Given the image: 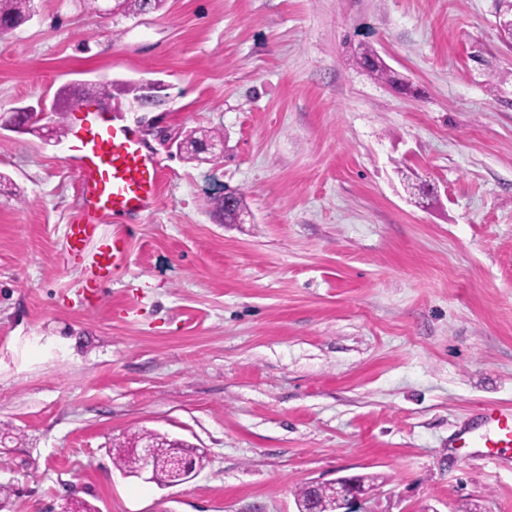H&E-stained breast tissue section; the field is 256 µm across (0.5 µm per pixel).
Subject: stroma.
<instances>
[{"label": "stroma", "instance_id": "stroma-1", "mask_svg": "<svg viewBox=\"0 0 512 512\" xmlns=\"http://www.w3.org/2000/svg\"><path fill=\"white\" fill-rule=\"evenodd\" d=\"M497 0H166L102 19L35 0L0 36V115L112 85L162 166L109 217L128 254L83 301L65 227L78 176L48 130L0 129V512H297L373 477L367 512H512V462L456 448L512 408V43ZM370 46L412 85L365 71ZM155 86L157 100L141 101ZM213 128L211 163L176 150ZM245 196L222 224L216 196ZM188 443L191 479L115 448Z\"/></svg>", "mask_w": 512, "mask_h": 512}]
</instances>
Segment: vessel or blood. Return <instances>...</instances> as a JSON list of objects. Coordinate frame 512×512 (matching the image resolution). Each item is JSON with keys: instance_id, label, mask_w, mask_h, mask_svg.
Masks as SVG:
<instances>
[{"instance_id": "obj_1", "label": "vessel or blood", "mask_w": 512, "mask_h": 512, "mask_svg": "<svg viewBox=\"0 0 512 512\" xmlns=\"http://www.w3.org/2000/svg\"><path fill=\"white\" fill-rule=\"evenodd\" d=\"M67 135L66 163L78 175L77 212L66 226L67 252L85 260V290L92 297L127 253L124 236L102 234L103 219L146 211L159 194L161 166L136 130L114 124L100 107L79 105ZM480 425V431L460 432L457 447L481 448L491 458L512 449V409L487 408Z\"/></svg>"}]
</instances>
